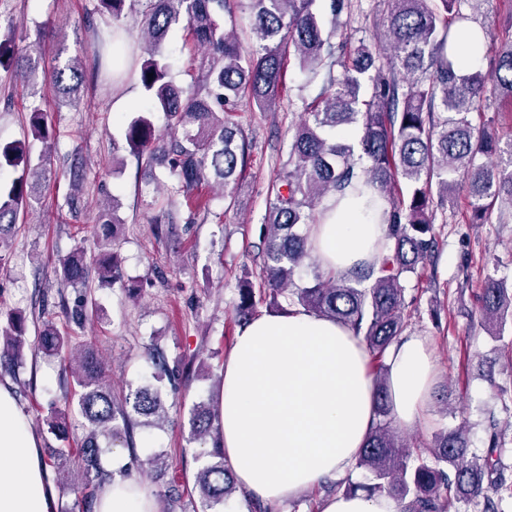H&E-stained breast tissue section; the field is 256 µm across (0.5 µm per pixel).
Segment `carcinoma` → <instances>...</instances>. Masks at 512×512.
<instances>
[{"instance_id":"1","label":"carcinoma","mask_w":512,"mask_h":512,"mask_svg":"<svg viewBox=\"0 0 512 512\" xmlns=\"http://www.w3.org/2000/svg\"><path fill=\"white\" fill-rule=\"evenodd\" d=\"M390 2L386 44L361 41L339 54L333 38L351 0H97L96 12L114 23L133 14L141 17V53L132 72L151 111L166 114L168 129L156 132L150 111L139 110L127 123L124 149L143 170H166V179L153 188L152 203L158 209L157 230L167 236L183 219L180 199L203 186L222 190L245 173L249 144L233 119L241 98L247 95L265 109L276 107L289 59L308 78H322L268 198L263 292L279 310L301 307L343 323L364 344L377 415L358 462L372 477L364 490L391 498L400 512H449L455 503L478 506V512H503L501 502L512 498V482L501 438L512 424H492L480 455L471 451L465 420L438 430L428 453L414 452L390 416L386 357L407 327L402 281L417 272L435 245L434 209L453 201L461 184L470 198L471 224L490 222L505 204L512 208V142L496 135L493 118L474 115L476 102L490 87L498 99L512 104V40L501 45L486 69L461 74L454 53L471 17L457 8L460 0ZM238 9L251 18L245 45L235 28ZM177 29L187 32L192 71L187 87L173 79L166 52L169 34ZM27 39L9 27L0 40V66L15 72L35 96L41 66L38 55L19 49L18 43ZM101 42L112 50L98 55L92 75L122 78L127 58L118 27ZM85 80L77 56L55 73L58 93L68 102L80 98ZM347 126L359 131L356 141L332 137ZM27 136L43 144L46 157L57 149L58 137L37 106L30 110ZM18 166V177H0V248L9 246L11 232L40 203L45 187L46 162H31L29 142H0V172ZM69 174L72 194L66 205L73 211L83 177L77 168ZM347 189L367 198L366 210L381 212L386 242L371 262L344 273L325 271L312 253L310 226L319 223L316 210ZM198 215L190 209L183 220L191 224ZM113 237V231L106 234L91 255L82 246L66 255L61 287H88L92 271L102 286L120 281L121 260L110 247ZM305 270L313 282L302 281ZM478 301L482 324L500 339L512 322V288L488 276ZM256 307L254 289L248 283L240 286L236 320H253ZM65 315L83 327L87 301L65 309ZM26 322L21 313L0 320V354L19 363L31 347L68 357L74 386L68 403L76 405L86 425L76 477L67 475L65 482L75 494L71 512H94L98 492L112 482L101 465L105 448L100 438L130 440L139 423L160 428L168 422L167 408L159 392L148 387L131 389L117 400L100 355L89 349L73 354L71 337L50 319L41 321L31 340ZM148 359L156 379L174 378L160 348H150ZM218 422L216 402H198L189 410V439L201 447L195 455L198 512H223L237 488L232 469L224 464Z\"/></svg>"}]
</instances>
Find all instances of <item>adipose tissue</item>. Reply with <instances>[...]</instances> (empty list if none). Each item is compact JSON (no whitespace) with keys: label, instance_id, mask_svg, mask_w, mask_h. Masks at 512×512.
I'll list each match as a JSON object with an SVG mask.
<instances>
[{"label":"adipose tissue","instance_id":"ef3b65f1","mask_svg":"<svg viewBox=\"0 0 512 512\" xmlns=\"http://www.w3.org/2000/svg\"><path fill=\"white\" fill-rule=\"evenodd\" d=\"M322 268L346 271L372 261L384 244L380 222L359 199L341 196L311 229ZM368 353L351 330L301 308L265 314L241 328L224 361L219 424L224 457L239 486L267 502L290 499L328 477L352 474L376 422ZM395 425L426 419L436 391L428 340L405 336L388 354ZM0 512H56L41 439L11 390L0 385ZM321 512H397L387 497L337 493ZM96 512H159L132 478L115 476Z\"/></svg>","mask_w":512,"mask_h":512}]
</instances>
